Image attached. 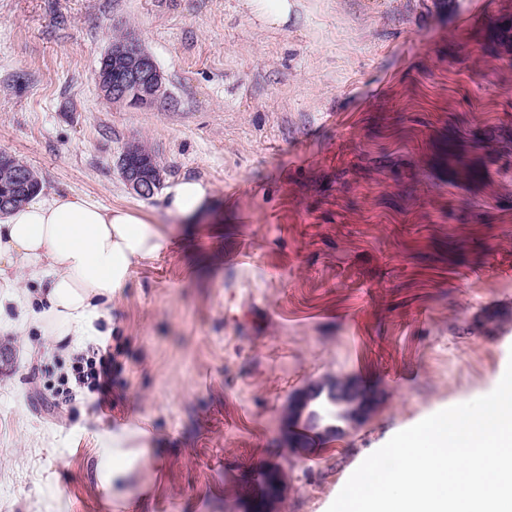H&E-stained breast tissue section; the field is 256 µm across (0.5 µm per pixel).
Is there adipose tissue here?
Listing matches in <instances>:
<instances>
[{
  "instance_id": "ef3b65f1",
  "label": "adipose tissue",
  "mask_w": 512,
  "mask_h": 512,
  "mask_svg": "<svg viewBox=\"0 0 512 512\" xmlns=\"http://www.w3.org/2000/svg\"><path fill=\"white\" fill-rule=\"evenodd\" d=\"M166 213L186 224L212 207L208 185L170 182ZM168 238L149 217L74 192L42 189L0 214V334L36 329L52 345H73L125 286L133 263L157 255ZM37 284L29 292L28 284Z\"/></svg>"
}]
</instances>
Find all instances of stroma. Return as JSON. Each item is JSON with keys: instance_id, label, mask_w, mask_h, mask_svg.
Segmentation results:
<instances>
[{"instance_id": "obj_1", "label": "stroma", "mask_w": 512, "mask_h": 512, "mask_svg": "<svg viewBox=\"0 0 512 512\" xmlns=\"http://www.w3.org/2000/svg\"><path fill=\"white\" fill-rule=\"evenodd\" d=\"M0 0V153L42 185L169 231L98 323L112 403L53 396L73 356L0 335V512H242L277 463L281 512H327L394 434L490 393L512 360V0ZM155 59L151 108L95 81L115 39ZM218 204L179 224L119 167ZM380 401L299 457L294 398ZM254 14L272 23H286L292 8L289 0H245ZM120 171L128 189L139 197H152L157 185V172L134 150H126L120 159ZM151 195V196H150Z\"/></svg>"}]
</instances>
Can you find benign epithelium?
Listing matches in <instances>:
<instances>
[{
    "instance_id": "1",
    "label": "benign epithelium",
    "mask_w": 512,
    "mask_h": 512,
    "mask_svg": "<svg viewBox=\"0 0 512 512\" xmlns=\"http://www.w3.org/2000/svg\"><path fill=\"white\" fill-rule=\"evenodd\" d=\"M101 94L114 103L150 107L164 95L163 74L154 58L141 43L131 37L112 44L96 72ZM120 171L128 189L136 196L148 197L155 192L157 172L133 150L125 151L120 159ZM341 394L331 384L308 386L296 399L289 414L292 426L301 420L322 436L335 437L346 428L366 419L376 405L375 396L353 383L344 385ZM262 492L253 498L243 512H277L287 482L283 471L275 464L261 466Z\"/></svg>"
}]
</instances>
